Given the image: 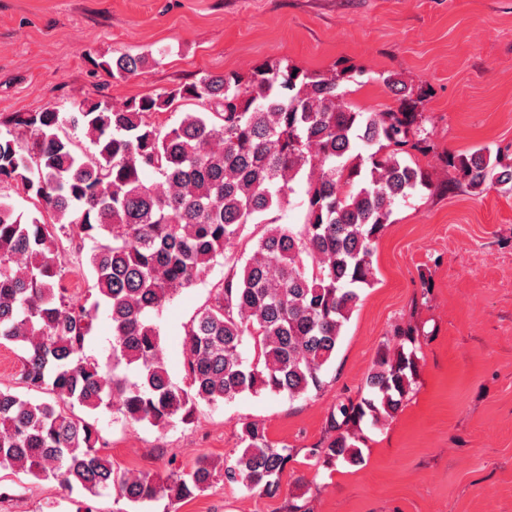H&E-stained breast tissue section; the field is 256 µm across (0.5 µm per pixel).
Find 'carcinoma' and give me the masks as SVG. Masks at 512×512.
Segmentation results:
<instances>
[{
	"label": "carcinoma",
	"mask_w": 512,
	"mask_h": 512,
	"mask_svg": "<svg viewBox=\"0 0 512 512\" xmlns=\"http://www.w3.org/2000/svg\"><path fill=\"white\" fill-rule=\"evenodd\" d=\"M144 64L122 54L101 66L124 80ZM356 76L352 67L316 73L269 62L246 79L203 75L119 105L80 101L4 122L0 183L21 185L42 209L25 218L0 199V344L23 353L27 389L0 388V469L70 491L113 490L134 509L184 500L220 478L280 492L296 449L256 422L243 424L241 450L224 464L201 458L162 475L115 469L86 416L112 412L163 429L191 422L202 403L322 389L342 329L373 285L376 243L395 204L428 186L413 159L432 149L413 90L389 78L405 105L363 110L345 101ZM181 99L204 111L167 130L151 122ZM68 128L93 152L78 153ZM446 166L459 189L512 184L507 147L449 155ZM298 193L302 224L270 218ZM250 225L264 227L251 255L229 254ZM220 257L227 271L185 328L178 382L156 318ZM74 269L90 272L93 301L64 288ZM101 312L113 336L104 356L88 352ZM393 336L397 349L378 354L364 395L330 412L310 459L361 464L350 428L401 409L419 347L410 327Z\"/></svg>",
	"instance_id": "1"
}]
</instances>
